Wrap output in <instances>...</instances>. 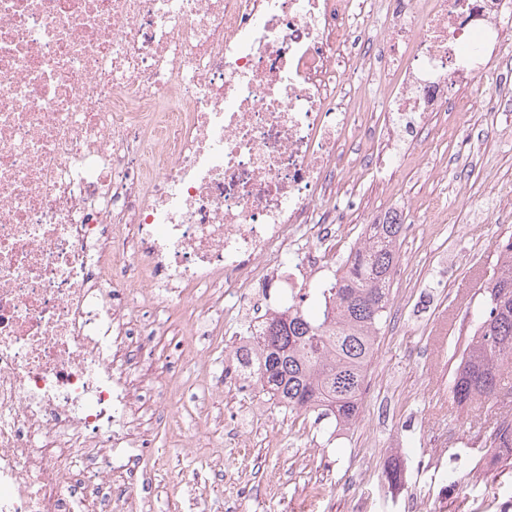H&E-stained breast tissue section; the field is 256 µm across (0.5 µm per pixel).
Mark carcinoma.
Returning <instances> with one entry per match:
<instances>
[{"instance_id":"carcinoma-1","label":"carcinoma","mask_w":512,"mask_h":512,"mask_svg":"<svg viewBox=\"0 0 512 512\" xmlns=\"http://www.w3.org/2000/svg\"><path fill=\"white\" fill-rule=\"evenodd\" d=\"M404 225L395 218L367 224L359 244L320 289L319 314L292 303L249 333L257 352L242 355L241 369L278 406L325 419L336 432L357 422L368 387L379 326L391 301V283ZM497 263L480 283L481 301L470 317L448 385L457 416L475 403L512 393V237L495 242ZM482 444L491 464L512 465V417L484 427Z\"/></svg>"}]
</instances>
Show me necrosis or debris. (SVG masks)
<instances>
[{
    "instance_id": "1",
    "label": "necrosis or debris",
    "mask_w": 512,
    "mask_h": 512,
    "mask_svg": "<svg viewBox=\"0 0 512 512\" xmlns=\"http://www.w3.org/2000/svg\"><path fill=\"white\" fill-rule=\"evenodd\" d=\"M509 24L512 0H0V512H141L111 487L146 452L128 309L297 298L272 257L336 222L341 135L394 112L422 152Z\"/></svg>"
}]
</instances>
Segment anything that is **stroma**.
Segmentation results:
<instances>
[{"label": "stroma", "mask_w": 512, "mask_h": 512, "mask_svg": "<svg viewBox=\"0 0 512 512\" xmlns=\"http://www.w3.org/2000/svg\"><path fill=\"white\" fill-rule=\"evenodd\" d=\"M488 90L478 83L458 90L468 108L458 140L431 138L388 179L349 172L326 200L348 213L324 244L331 268L360 238L365 217L395 214L407 226L355 427L328 439L313 415L273 405L234 372L231 356L248 330L239 318L219 315L221 332L197 337L209 364L203 372L179 353L184 319L136 307L134 320L162 324L145 339L150 357L137 388L149 448L136 475L113 474L116 488L139 497L147 512H512V466L487 467L478 424L460 426L448 403V356L464 331L466 304L496 265L495 240L512 235V224L493 220L500 195L512 192V136L501 135L512 129V110L483 112ZM433 210L438 223H417ZM444 315L452 331L440 350L435 324ZM166 396L169 414L154 417ZM202 423L208 435L199 447ZM390 456L402 468L396 489L381 478ZM474 468L480 476L468 479ZM456 480L463 489H453Z\"/></svg>", "instance_id": "obj_1"}]
</instances>
